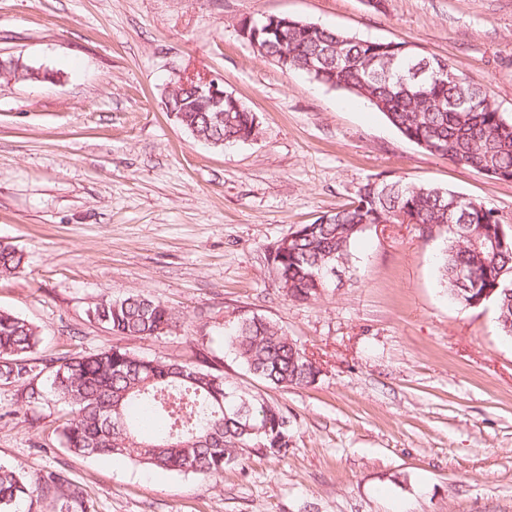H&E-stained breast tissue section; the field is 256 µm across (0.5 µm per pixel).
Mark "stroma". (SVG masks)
<instances>
[{"instance_id":"stroma-1","label":"stroma","mask_w":512,"mask_h":512,"mask_svg":"<svg viewBox=\"0 0 512 512\" xmlns=\"http://www.w3.org/2000/svg\"><path fill=\"white\" fill-rule=\"evenodd\" d=\"M288 15L448 60L512 118V0H0V241L24 254L0 308L39 326L37 358L121 347L206 363L288 412L287 455H250L220 479L65 450L66 409L0 385V463L66 470L95 512H512V339L493 303L440 284L442 239L374 226L354 275L292 301L266 261L298 225L376 178L448 188L512 223V181L406 140L367 101L282 71L240 19ZM223 79L260 121L257 140L211 147L166 109L185 73ZM145 293L177 326L113 334L91 311ZM315 359L308 387L264 385L230 354L242 313Z\"/></svg>"}]
</instances>
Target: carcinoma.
Listing matches in <instances>:
<instances>
[{
	"mask_svg": "<svg viewBox=\"0 0 512 512\" xmlns=\"http://www.w3.org/2000/svg\"><path fill=\"white\" fill-rule=\"evenodd\" d=\"M259 52L287 72L365 99L409 141L433 155L512 180V121L476 84L430 57L428 70H411L423 58L404 42L360 39L299 19H261L249 26ZM185 94L183 127L208 144L245 143L256 136L255 113L224 101V120L194 111ZM366 224H416L423 239L441 236V280L465 307L492 302L501 333L512 338V224L483 202L449 189L393 180L362 185L348 206L302 224L278 241L268 263L279 288L293 300L318 298L350 268L353 247ZM23 255L0 241V276L20 270ZM93 319L113 333L159 339L175 323L163 302L142 293L104 300ZM241 367L271 387L308 386L320 373L281 328L255 314L238 316L224 331ZM38 328L0 309V384L20 386L28 402L44 394L37 377L48 373L53 396L69 408L62 429L72 453L130 459L176 473L219 478L224 467L252 452L284 454L292 441L287 414L259 394L238 390L224 373L165 358L147 359L120 348L37 361ZM50 499L58 512H93L84 486L62 469L25 477L0 464V512Z\"/></svg>",
	"mask_w": 512,
	"mask_h": 512,
	"instance_id": "cac0c4a2",
	"label": "carcinoma"
}]
</instances>
